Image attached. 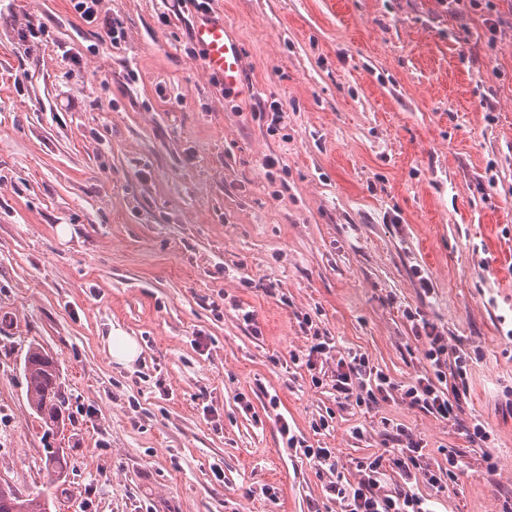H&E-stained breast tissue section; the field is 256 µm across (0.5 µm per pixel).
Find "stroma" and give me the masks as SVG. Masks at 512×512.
<instances>
[{
	"label": "stroma",
	"instance_id": "35a3bbf8",
	"mask_svg": "<svg viewBox=\"0 0 512 512\" xmlns=\"http://www.w3.org/2000/svg\"><path fill=\"white\" fill-rule=\"evenodd\" d=\"M101 9L121 45L70 0H0V483L51 492L52 512H340L283 417L352 481L361 458L400 454L404 426L422 463L461 468L445 492L396 469L387 490L432 512H500L512 23L491 44L482 11L438 0H209L243 46L240 98L189 54L190 2ZM39 25L48 36L29 37ZM410 308L472 358L459 424L398 399L357 407L337 398L334 364L316 385L291 359L311 343L307 316L408 383L428 367ZM114 329L141 348L131 366L109 354ZM32 345L57 364L63 427L28 404ZM475 417L490 445L467 435ZM50 448L67 454L61 476Z\"/></svg>",
	"mask_w": 512,
	"mask_h": 512
}]
</instances>
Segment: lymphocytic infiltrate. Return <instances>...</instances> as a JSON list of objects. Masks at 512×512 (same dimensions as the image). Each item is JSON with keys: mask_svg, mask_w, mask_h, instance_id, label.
<instances>
[{"mask_svg": "<svg viewBox=\"0 0 512 512\" xmlns=\"http://www.w3.org/2000/svg\"><path fill=\"white\" fill-rule=\"evenodd\" d=\"M405 316L412 324L416 339L424 345L429 363L428 373L407 385L397 386L383 370L371 365L364 354L351 351L334 354L330 342L314 332L304 364L312 371L320 359L335 358L336 391L344 399L354 400L356 405H374L397 394L409 405L424 409L437 418L448 422L457 420L461 398L467 391L471 358L464 353L449 354L447 337L419 312L409 310ZM279 432L289 447L300 449L305 458L314 462L319 473L326 476L325 490L334 496L341 512H426L424 497L403 488L392 492L384 489V456H370L359 461V478L350 482L337 473L332 449L307 444L285 421L281 422Z\"/></svg>", "mask_w": 512, "mask_h": 512, "instance_id": "f902f5d3", "label": "lymphocytic infiltrate"}]
</instances>
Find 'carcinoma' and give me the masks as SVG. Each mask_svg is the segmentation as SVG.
Here are the masks:
<instances>
[{"label":"carcinoma","instance_id":"carcinoma-1","mask_svg":"<svg viewBox=\"0 0 512 512\" xmlns=\"http://www.w3.org/2000/svg\"><path fill=\"white\" fill-rule=\"evenodd\" d=\"M29 406L50 426L60 427V406L65 404L61 394L59 375L52 356L38 346L29 348L24 359ZM50 496L21 495L8 488H0V512H50Z\"/></svg>","mask_w":512,"mask_h":512}]
</instances>
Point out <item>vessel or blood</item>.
Returning <instances> with one entry per match:
<instances>
[{
    "label": "vessel or blood",
    "mask_w": 512,
    "mask_h": 512,
    "mask_svg": "<svg viewBox=\"0 0 512 512\" xmlns=\"http://www.w3.org/2000/svg\"><path fill=\"white\" fill-rule=\"evenodd\" d=\"M190 35L202 50L201 62L205 70L221 76L226 91L249 94L250 88L244 79L242 46L223 19L197 20L190 27Z\"/></svg>",
    "instance_id": "vessel-or-blood-1"
}]
</instances>
